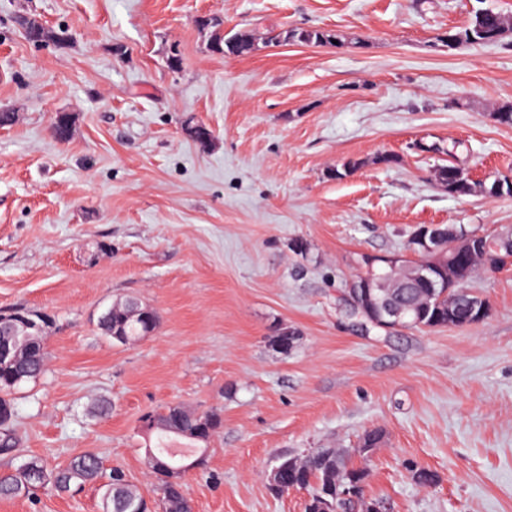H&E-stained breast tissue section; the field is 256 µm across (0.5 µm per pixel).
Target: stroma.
<instances>
[{"label":"stroma","mask_w":512,"mask_h":512,"mask_svg":"<svg viewBox=\"0 0 512 512\" xmlns=\"http://www.w3.org/2000/svg\"><path fill=\"white\" fill-rule=\"evenodd\" d=\"M478 8L512 18V0H0V110L16 117L0 128V310L54 320L46 372L14 394L22 458L92 452L155 498L143 417L180 404L223 422L184 479L193 512H304L306 493L274 496L267 473L371 430L378 448L354 462L386 512H512V270L476 269L489 314L464 327L366 330L343 295L360 255L405 253L422 226H512V196L452 197L435 179L449 163L512 175V126L493 118L512 106V43L439 41ZM25 14L70 45L28 41ZM204 14L229 36L343 42L217 56ZM130 297L158 324L112 343L98 319ZM413 465L439 482L416 485ZM0 512H101L100 493L45 487Z\"/></svg>","instance_id":"1"}]
</instances>
